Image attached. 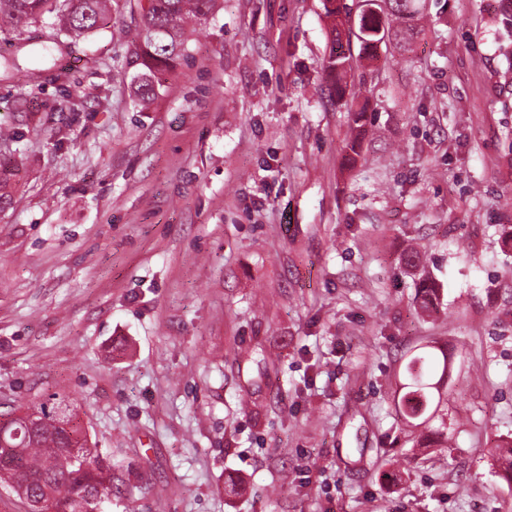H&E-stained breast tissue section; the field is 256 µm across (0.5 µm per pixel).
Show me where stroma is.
<instances>
[{
	"label": "stroma",
	"mask_w": 512,
	"mask_h": 512,
	"mask_svg": "<svg viewBox=\"0 0 512 512\" xmlns=\"http://www.w3.org/2000/svg\"><path fill=\"white\" fill-rule=\"evenodd\" d=\"M141 2L0 42V417L69 396L112 512H512V10L416 0L410 50L352 45L333 102L322 0H220L142 112ZM425 345L444 457L397 411Z\"/></svg>",
	"instance_id": "35a3bbf8"
}]
</instances>
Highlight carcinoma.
<instances>
[{
    "instance_id": "1",
    "label": "carcinoma",
    "mask_w": 512,
    "mask_h": 512,
    "mask_svg": "<svg viewBox=\"0 0 512 512\" xmlns=\"http://www.w3.org/2000/svg\"><path fill=\"white\" fill-rule=\"evenodd\" d=\"M112 0H0V36L24 41L29 29L53 18L52 39L64 36L74 42L87 38L105 24ZM414 0H389L376 10L360 16L357 32L346 31L347 6L343 0H326V16L332 18V51L326 68L336 76V96L342 97L341 77L350 58L341 52L344 38L355 37L360 49L376 56L384 38L389 36L410 47L420 33L414 22ZM218 0H146L140 21L132 37L133 63L139 66L134 77V101L145 112L155 100L157 75L186 57L190 23L207 19L217 8ZM438 288L424 278L418 283L419 308L428 313L435 306ZM408 383L398 403L407 420L426 424L435 417L434 404L441 399L444 376L448 374V354L437 356L426 351L412 357L406 365ZM71 405L58 394L52 403L37 404L44 422L34 433L17 420L0 428V482H18L20 495L45 503L47 512H103V504L112 502V471L116 464L106 448L93 443L82 449L83 460L73 459L72 445L83 435L80 427L65 428L57 424V413ZM420 446L449 450L445 427L423 436ZM512 442L498 444L492 454L501 476L512 481Z\"/></svg>"
}]
</instances>
